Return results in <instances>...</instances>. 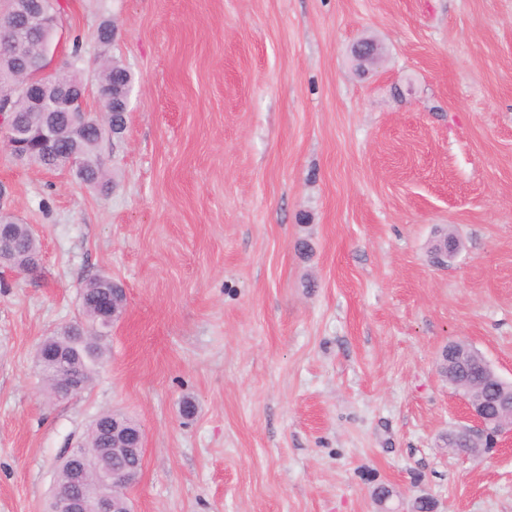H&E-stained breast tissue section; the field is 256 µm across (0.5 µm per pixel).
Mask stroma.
<instances>
[{"label":"stroma","mask_w":512,"mask_h":512,"mask_svg":"<svg viewBox=\"0 0 512 512\" xmlns=\"http://www.w3.org/2000/svg\"><path fill=\"white\" fill-rule=\"evenodd\" d=\"M66 3L57 64L97 83L107 20L135 84L113 189L0 151L41 240L36 273L0 268V512H46L105 411L144 436L135 512H378L381 485L395 512H512V438L449 448L437 366L464 340L512 380V0ZM104 273L126 314L53 399L37 347Z\"/></svg>","instance_id":"stroma-1"}]
</instances>
